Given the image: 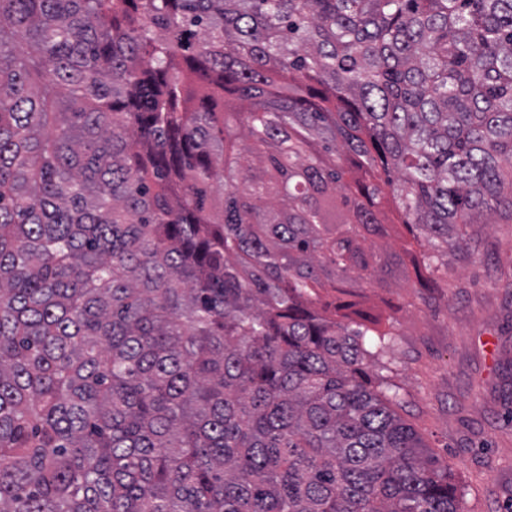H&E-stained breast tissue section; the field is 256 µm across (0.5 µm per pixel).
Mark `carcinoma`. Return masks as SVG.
I'll list each match as a JSON object with an SVG mask.
<instances>
[{
  "mask_svg": "<svg viewBox=\"0 0 512 512\" xmlns=\"http://www.w3.org/2000/svg\"><path fill=\"white\" fill-rule=\"evenodd\" d=\"M391 204L512 224V0H0V512H464ZM412 237L403 224H387V233L383 238H376V251L381 261L404 258V250Z\"/></svg>",
  "mask_w": 512,
  "mask_h": 512,
  "instance_id": "cac0c4a2",
  "label": "carcinoma"
}]
</instances>
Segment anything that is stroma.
Returning a JSON list of instances; mask_svg holds the SVG:
<instances>
[{
	"label": "stroma",
	"instance_id": "obj_1",
	"mask_svg": "<svg viewBox=\"0 0 512 512\" xmlns=\"http://www.w3.org/2000/svg\"><path fill=\"white\" fill-rule=\"evenodd\" d=\"M473 258L448 252L435 284L393 271L361 291L395 320L372 362L402 390L401 415L453 466L464 512H507L512 500V224L482 228Z\"/></svg>",
	"mask_w": 512,
	"mask_h": 512
}]
</instances>
